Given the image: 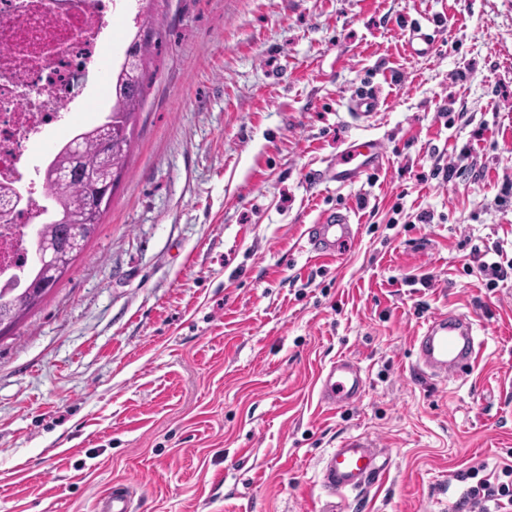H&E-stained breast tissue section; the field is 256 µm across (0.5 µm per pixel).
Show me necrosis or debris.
<instances>
[{
	"mask_svg": "<svg viewBox=\"0 0 512 512\" xmlns=\"http://www.w3.org/2000/svg\"><path fill=\"white\" fill-rule=\"evenodd\" d=\"M121 8V0H0V182H12L24 200L0 217L1 287L23 284L28 230L51 209L50 157L24 159L21 147L54 128L81 133L71 121L83 105L79 92L111 44L108 19Z\"/></svg>",
	"mask_w": 512,
	"mask_h": 512,
	"instance_id": "obj_1",
	"label": "necrosis or debris"
}]
</instances>
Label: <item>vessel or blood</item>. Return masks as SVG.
Instances as JSON below:
<instances>
[{
  "label": "vessel or blood",
  "instance_id": "obj_1",
  "mask_svg": "<svg viewBox=\"0 0 512 512\" xmlns=\"http://www.w3.org/2000/svg\"><path fill=\"white\" fill-rule=\"evenodd\" d=\"M381 105L377 91L366 90L349 103L352 112L362 116L375 113ZM384 159V145L370 139L351 144L334 164L321 174L322 181L349 185L359 182L363 173L378 167ZM358 226L350 211L336 209L321 212L307 229L310 252L320 259H337L351 248ZM418 362L431 376L448 378L475 364L481 343L474 324L463 314L442 313L427 320L414 338ZM320 400L324 408L334 411L355 404L364 394L366 382L360 367L346 358L331 362L320 374ZM389 466L386 451L367 436L345 438L331 449L321 471L323 485L337 496L362 490L382 475ZM97 512H133L132 497L125 485L113 486L100 498Z\"/></svg>",
  "mask_w": 512,
  "mask_h": 512
}]
</instances>
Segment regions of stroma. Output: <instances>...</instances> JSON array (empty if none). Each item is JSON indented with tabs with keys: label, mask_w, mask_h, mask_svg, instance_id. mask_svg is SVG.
<instances>
[{
	"label": "stroma",
	"mask_w": 512,
	"mask_h": 512,
	"mask_svg": "<svg viewBox=\"0 0 512 512\" xmlns=\"http://www.w3.org/2000/svg\"><path fill=\"white\" fill-rule=\"evenodd\" d=\"M128 5L113 51L134 20L158 52L112 203L0 338V512H96L119 482L136 512H451L470 467L512 464V275L480 269L512 264V0ZM366 137L379 168L317 180ZM336 208L358 238L322 261L305 232ZM446 312L482 353L440 380L414 338ZM344 356L366 392L329 412ZM357 434L390 471L344 500L322 460ZM382 101L377 91L366 90L353 98L349 103L351 112L362 116H370L380 107Z\"/></svg>",
	"instance_id": "35a3bbf8"
}]
</instances>
